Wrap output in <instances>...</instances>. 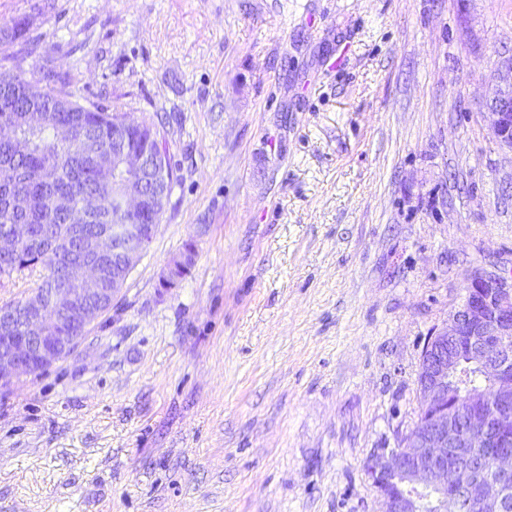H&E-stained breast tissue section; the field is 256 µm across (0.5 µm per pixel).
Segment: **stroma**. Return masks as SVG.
<instances>
[{
    "instance_id": "stroma-1",
    "label": "stroma",
    "mask_w": 512,
    "mask_h": 512,
    "mask_svg": "<svg viewBox=\"0 0 512 512\" xmlns=\"http://www.w3.org/2000/svg\"><path fill=\"white\" fill-rule=\"evenodd\" d=\"M24 17L178 181L74 351L0 391V512H383L364 462L428 337L512 274V0H0ZM488 111L492 134L500 145L512 152V64L507 73L500 76V85L490 100Z\"/></svg>"
}]
</instances>
